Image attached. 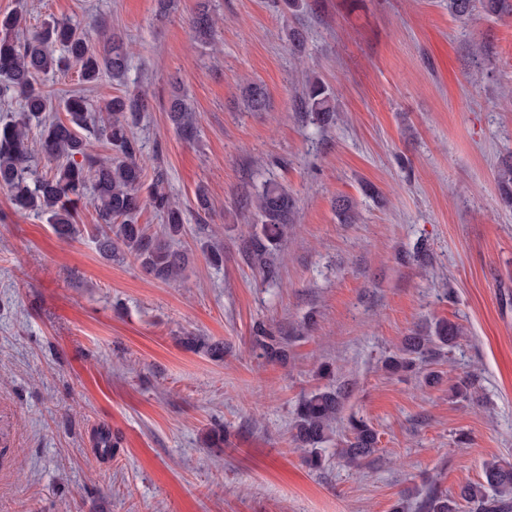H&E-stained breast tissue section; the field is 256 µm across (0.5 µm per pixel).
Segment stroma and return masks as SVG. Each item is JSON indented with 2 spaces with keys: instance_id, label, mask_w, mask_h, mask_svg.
I'll return each instance as SVG.
<instances>
[{
  "instance_id": "35a3bbf8",
  "label": "stroma",
  "mask_w": 512,
  "mask_h": 512,
  "mask_svg": "<svg viewBox=\"0 0 512 512\" xmlns=\"http://www.w3.org/2000/svg\"><path fill=\"white\" fill-rule=\"evenodd\" d=\"M307 2L297 17L283 0H209L216 34L203 46L196 0L166 15L156 0H0L27 32L66 18L92 46L107 32L128 48L124 82L85 83L70 68L37 85L99 108L146 95L133 133L182 208L189 256L183 282L163 283L103 258L90 237L58 240L0 190V512H390L512 461V209L494 180L512 153V16L459 20L448 0ZM294 26L307 36L301 60ZM311 71L336 93L321 130L298 110ZM250 81L266 87L265 111L244 109ZM175 86L190 140L167 119ZM269 180L297 210L271 278L244 256L242 205ZM339 196L356 223H339ZM215 241L219 266L206 255ZM442 319L464 335L429 362L441 384L385 370L404 336ZM261 323L286 361L256 356ZM189 335L222 342L223 360L187 348ZM323 365L349 386L345 414L378 435L361 469L332 441L311 470L292 440L299 399L329 382ZM472 372L477 400L449 399ZM104 428L118 443L107 462L91 451Z\"/></svg>"
}]
</instances>
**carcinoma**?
Returning a JSON list of instances; mask_svg holds the SVG:
<instances>
[{"label":"carcinoma","instance_id":"cac0c4a2","mask_svg":"<svg viewBox=\"0 0 512 512\" xmlns=\"http://www.w3.org/2000/svg\"><path fill=\"white\" fill-rule=\"evenodd\" d=\"M478 4L492 17L512 15V0H448V9L455 17L465 19ZM22 20L24 16L18 11L0 19V94H14L23 102L21 111L0 121V188L7 190L16 212L46 216L60 240L69 242L85 232L95 240L102 256H130L155 278L167 284L182 282L188 256L174 244L184 233L183 212L165 191L162 175H157L148 188L149 204L163 220L161 230L151 233L137 222L144 173L140 147L131 126L148 111L145 96L127 93L113 97L106 104L104 117L86 97L72 94L63 99L68 116L63 121L53 115L50 95L35 82L41 73L73 66L88 83L103 73L121 82L128 69V53L123 43L108 39L106 46L97 51L68 19H54L22 40L17 36ZM193 24L202 40L210 38L213 22L206 3H200ZM305 85L299 110L316 125L330 123L335 112L333 89L314 74L307 76ZM243 102L253 112L264 110L265 87L257 82L248 83ZM190 111L184 95L171 94L168 118L187 137L194 135ZM34 127L38 129L41 153L55 164L53 172L44 177L35 176L32 166L28 134ZM87 127L110 145L109 155L100 157L87 151L80 134ZM495 181L501 201L512 208V156L499 163ZM89 190L97 223L87 228L79 224L78 210ZM245 206L255 209L261 224V230L250 238L248 259L253 267L272 276L273 251L288 225L295 221L294 199L282 186L269 183L255 197L245 198ZM462 336L459 324L438 321L427 334L416 332L404 337L398 354L386 361V368L393 373L421 374L426 385L434 387L440 384L441 376L436 371H424V366L441 348L454 347ZM185 343L215 361L224 359V344L220 342L204 336H187ZM255 347L259 357L269 362L287 359L285 346L272 336L256 337ZM450 393L456 400L476 397L478 376H462ZM347 396V387L338 385L318 389L298 403L293 442L304 451V462L313 470L323 466L320 446L331 440ZM346 431L336 455L345 466L359 469L376 452V431L366 420L355 416L348 419ZM464 508L468 512H512V462L485 463L483 481L461 485L451 495L435 486L428 488L418 512H462Z\"/></svg>","mask_w":512,"mask_h":512}]
</instances>
